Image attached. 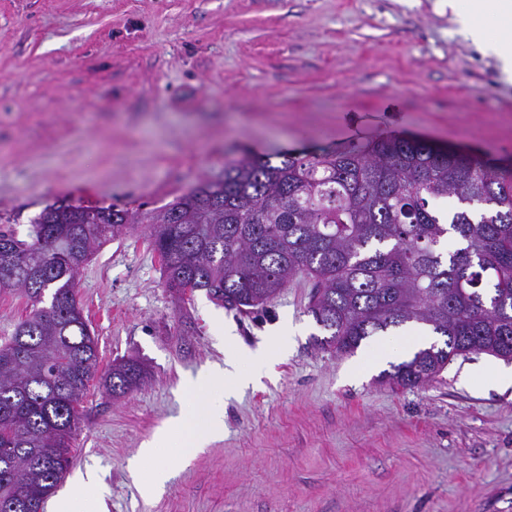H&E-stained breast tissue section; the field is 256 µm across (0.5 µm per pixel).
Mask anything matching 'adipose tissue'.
<instances>
[{
  "label": "adipose tissue",
  "instance_id": "ef3b65f1",
  "mask_svg": "<svg viewBox=\"0 0 512 512\" xmlns=\"http://www.w3.org/2000/svg\"><path fill=\"white\" fill-rule=\"evenodd\" d=\"M458 22L467 39L484 52L494 54L504 74H512V0H468L467 10L459 14ZM251 382V377L240 371L238 357L232 354L227 356L223 365L199 370L186 381L185 387L193 395L219 387L230 394ZM223 431V410L209 405L193 416L176 418L168 435L178 439L190 452Z\"/></svg>",
  "mask_w": 512,
  "mask_h": 512
}]
</instances>
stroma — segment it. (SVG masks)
Returning <instances> with one entry per match:
<instances>
[{
    "label": "stroma",
    "mask_w": 512,
    "mask_h": 512,
    "mask_svg": "<svg viewBox=\"0 0 512 512\" xmlns=\"http://www.w3.org/2000/svg\"><path fill=\"white\" fill-rule=\"evenodd\" d=\"M455 27L437 0H0V229L27 238L51 205L127 211L77 297L101 368L150 373L117 400L90 385L44 512L90 472L100 512H512L498 358L394 389L378 377L413 329L339 356L317 343L303 276L240 313L175 295L148 245L147 216L246 156L395 134L512 165V80ZM230 353L255 384L207 394L223 435L187 455L169 441L172 476L144 496L153 465L135 479L129 459L193 411L187 377Z\"/></svg>",
    "instance_id": "35a3bbf8"
}]
</instances>
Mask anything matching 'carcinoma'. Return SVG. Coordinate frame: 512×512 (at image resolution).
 Masks as SVG:
<instances>
[{
    "instance_id": "carcinoma-1",
    "label": "carcinoma",
    "mask_w": 512,
    "mask_h": 512,
    "mask_svg": "<svg viewBox=\"0 0 512 512\" xmlns=\"http://www.w3.org/2000/svg\"><path fill=\"white\" fill-rule=\"evenodd\" d=\"M280 158L227 163L151 220L167 288L247 311L302 275L319 344L338 354L427 327L436 340L381 374L393 388L424 385L457 356L512 359L511 168L402 136ZM127 228L122 210L52 205L30 240L0 231V291H51L0 347V512H44L93 381L117 399L147 378L136 359L100 369L76 294L86 257Z\"/></svg>"
}]
</instances>
